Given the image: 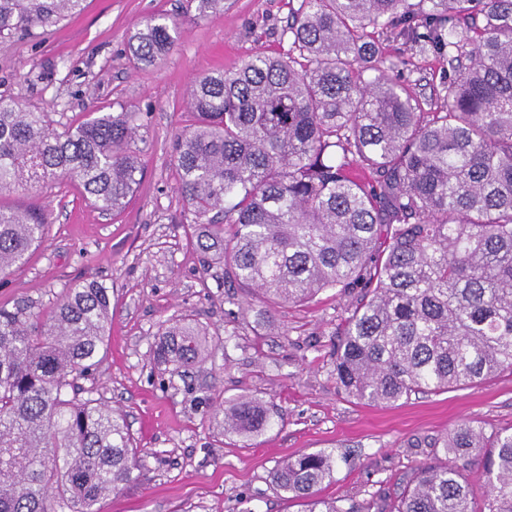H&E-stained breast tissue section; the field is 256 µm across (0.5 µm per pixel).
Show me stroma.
Here are the masks:
<instances>
[{
  "label": "stroma",
  "mask_w": 512,
  "mask_h": 512,
  "mask_svg": "<svg viewBox=\"0 0 512 512\" xmlns=\"http://www.w3.org/2000/svg\"><path fill=\"white\" fill-rule=\"evenodd\" d=\"M292 0H224L223 14L198 17L193 0H86L51 34L0 43V95L47 112L55 126L91 108L140 113L142 177L125 209L103 213L81 187L53 179L0 194L8 208L49 216L44 242L0 277V305L49 308L70 286L97 280L112 290V326L87 380L125 418L140 443L139 477L104 499L101 512H298L272 483L278 462L332 449L335 479L322 494L392 502L441 438L475 421L512 428V372L465 389L419 394L392 406L347 398L333 375V332L353 299L319 295L279 309L266 331L249 299L224 282V261L204 257L186 233L177 190L174 137L192 121L186 90L198 76L229 70L256 51H286ZM174 22L175 47L153 66L133 64L127 43L147 17ZM384 67L423 108L440 97L442 70L391 34H380ZM190 316L229 339L186 375L156 364L163 322ZM248 396L279 417L261 436H228L209 395Z\"/></svg>",
  "instance_id": "1"
}]
</instances>
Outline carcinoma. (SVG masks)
Segmentation results:
<instances>
[{
    "label": "carcinoma",
    "instance_id": "1",
    "mask_svg": "<svg viewBox=\"0 0 512 512\" xmlns=\"http://www.w3.org/2000/svg\"><path fill=\"white\" fill-rule=\"evenodd\" d=\"M85 0H0V41L46 34ZM197 15L224 0H196ZM395 31L442 64L431 112L381 68L371 30ZM151 18L129 40L136 64L174 48ZM288 51H259L188 89L193 123L176 137L178 192L196 243L224 280L279 308L328 291L356 302L334 336L349 398L394 404L512 372V0H299ZM135 112L89 113L58 130L48 113L0 95V191L64 177L103 212L139 183ZM48 214L0 206V277L46 236ZM112 293L65 289L47 310L0 306V512H100L135 480L143 449L122 415L81 397L104 353ZM183 318L153 354L187 373L209 355ZM227 434L263 433L273 409L209 398ZM451 463H422L377 512H512V431L468 421L446 435ZM479 472L484 491L469 482ZM334 451L290 457L272 482L299 512H362L320 496Z\"/></svg>",
    "mask_w": 512,
    "mask_h": 512
}]
</instances>
